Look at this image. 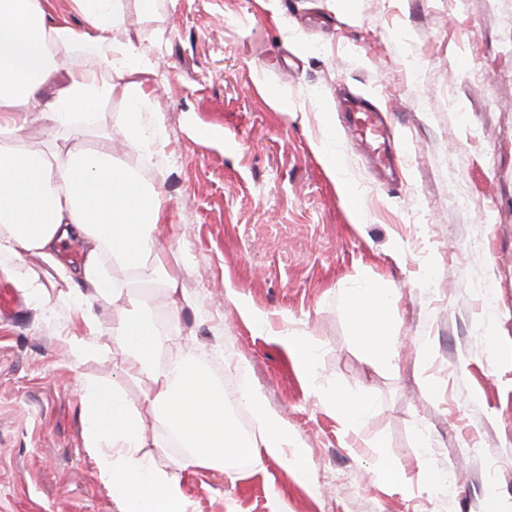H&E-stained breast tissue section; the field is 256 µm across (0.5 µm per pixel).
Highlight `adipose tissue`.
Returning <instances> with one entry per match:
<instances>
[{
    "instance_id": "adipose-tissue-1",
    "label": "adipose tissue",
    "mask_w": 512,
    "mask_h": 512,
    "mask_svg": "<svg viewBox=\"0 0 512 512\" xmlns=\"http://www.w3.org/2000/svg\"><path fill=\"white\" fill-rule=\"evenodd\" d=\"M74 2L87 21L82 32L49 23L45 0H0V275L21 290L40 293L43 285L25 260L36 254L63 281L81 282L86 298L116 300L123 293L112 277L118 266L154 283L175 313L185 294L156 246L159 228L169 215L162 182L145 180L139 164L117 161L109 132L97 131L96 146L81 143L85 132L95 128L98 104L115 96L126 104V138L144 135L150 94L136 79L139 65L131 46L111 37L113 26L125 15L127 0ZM74 52L85 57L86 65L65 72V59ZM106 68L113 71L108 81L101 77ZM50 81L55 90L42 116L67 130L73 144L65 150L30 149L19 133L28 122L30 100ZM71 237L83 245V258L72 268L57 257L58 245ZM348 315L356 345L393 363L397 350L390 330L396 310L388 289L361 276L359 287L350 292ZM108 331L125 345L126 375L146 381V399L184 450L169 465H157L145 451L141 419L120 388L81 380L84 447L121 512H188L182 472L244 454L258 466L268 458L280 461L298 481H309L303 448L266 410L253 388L241 386L238 395L239 407L257 426L247 442L224 411L223 387L191 357L164 355L147 301L128 300L109 327L95 323L91 338L72 337L71 355L84 358L93 349L95 336ZM284 343L308 379L312 395L331 405L349 428H358L370 412L369 403L341 387L329 393L321 389L309 337L291 333Z\"/></svg>"
}]
</instances>
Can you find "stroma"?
Segmentation results:
<instances>
[{"label":"stroma","mask_w":512,"mask_h":512,"mask_svg":"<svg viewBox=\"0 0 512 512\" xmlns=\"http://www.w3.org/2000/svg\"><path fill=\"white\" fill-rule=\"evenodd\" d=\"M112 38L133 46L153 90L149 152L123 136L121 98L97 113L121 158L140 160L169 198L158 244L188 301L175 321L156 301L166 351L193 355L228 397L250 384L310 465L306 486L273 459L232 479L190 469V512H484L491 494L511 504L512 0H158L149 16L130 0ZM339 92L387 111L402 185L375 181L338 119L322 130L316 114ZM322 138L335 172L314 147ZM26 261L44 290L17 291L18 313L0 317V512H120L84 450L80 377L120 386L158 464L182 449L144 383L124 376L116 337L79 361L67 353L115 305H76L41 257ZM362 272L395 296V366L352 338L344 293ZM276 331L313 340L323 387L369 397L361 428L310 397ZM424 458L448 470L440 490L422 481ZM388 463L404 481L382 478Z\"/></svg>","instance_id":"1"}]
</instances>
